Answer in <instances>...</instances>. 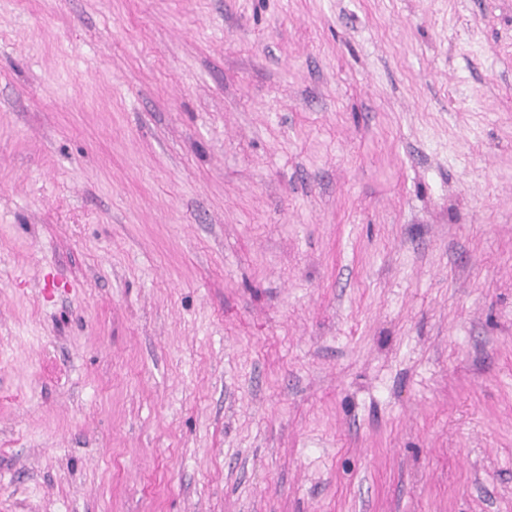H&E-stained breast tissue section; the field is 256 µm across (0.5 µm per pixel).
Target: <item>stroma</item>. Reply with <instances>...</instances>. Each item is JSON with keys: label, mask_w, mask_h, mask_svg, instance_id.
I'll return each instance as SVG.
<instances>
[{"label": "stroma", "mask_w": 512, "mask_h": 512, "mask_svg": "<svg viewBox=\"0 0 512 512\" xmlns=\"http://www.w3.org/2000/svg\"><path fill=\"white\" fill-rule=\"evenodd\" d=\"M0 512H512V0H0Z\"/></svg>", "instance_id": "1"}]
</instances>
